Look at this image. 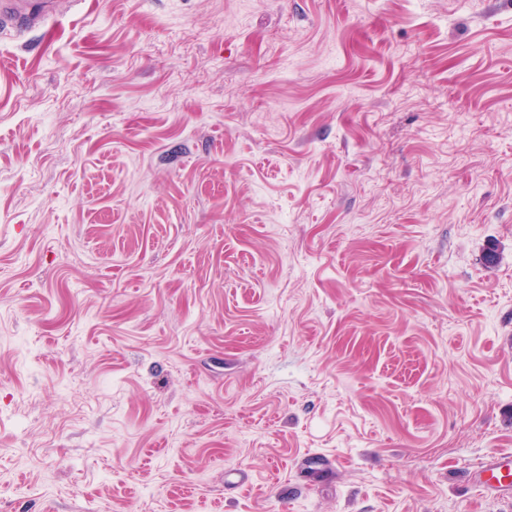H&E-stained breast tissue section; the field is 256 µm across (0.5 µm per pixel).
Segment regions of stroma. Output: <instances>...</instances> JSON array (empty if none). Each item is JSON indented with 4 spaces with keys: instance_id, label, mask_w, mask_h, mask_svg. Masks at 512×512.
<instances>
[{
    "instance_id": "obj_1",
    "label": "stroma",
    "mask_w": 512,
    "mask_h": 512,
    "mask_svg": "<svg viewBox=\"0 0 512 512\" xmlns=\"http://www.w3.org/2000/svg\"><path fill=\"white\" fill-rule=\"evenodd\" d=\"M509 452L512 0L0 29V512H512ZM479 469V487L484 493L512 497V454H493Z\"/></svg>"
}]
</instances>
